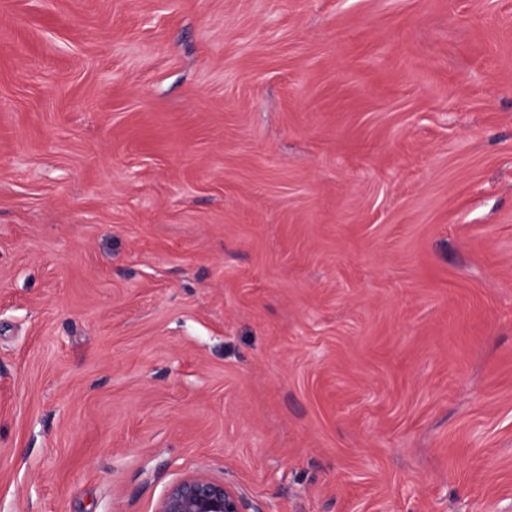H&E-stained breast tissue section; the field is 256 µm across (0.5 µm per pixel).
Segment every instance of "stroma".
<instances>
[{"label": "stroma", "instance_id": "stroma-1", "mask_svg": "<svg viewBox=\"0 0 512 512\" xmlns=\"http://www.w3.org/2000/svg\"><path fill=\"white\" fill-rule=\"evenodd\" d=\"M512 512V0H0V512ZM156 512L267 511L232 484L199 470L173 482L160 499Z\"/></svg>", "mask_w": 512, "mask_h": 512}]
</instances>
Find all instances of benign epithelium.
<instances>
[{
	"label": "benign epithelium",
	"mask_w": 512,
	"mask_h": 512,
	"mask_svg": "<svg viewBox=\"0 0 512 512\" xmlns=\"http://www.w3.org/2000/svg\"><path fill=\"white\" fill-rule=\"evenodd\" d=\"M156 512H266L232 484L199 470L173 482Z\"/></svg>",
	"instance_id": "benign-epithelium-1"
}]
</instances>
